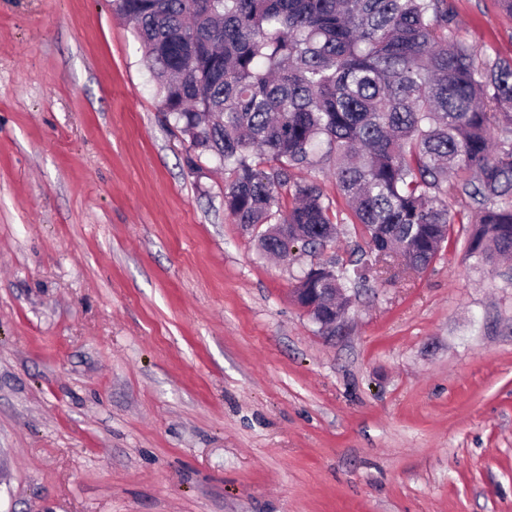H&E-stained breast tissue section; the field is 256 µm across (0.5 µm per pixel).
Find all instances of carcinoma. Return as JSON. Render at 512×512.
I'll use <instances>...</instances> for the list:
<instances>
[{"label":"carcinoma","mask_w":512,"mask_h":512,"mask_svg":"<svg viewBox=\"0 0 512 512\" xmlns=\"http://www.w3.org/2000/svg\"><path fill=\"white\" fill-rule=\"evenodd\" d=\"M132 26L163 111L232 175L224 207L265 227L259 248L325 246L360 227L369 261L309 268L348 289L394 279L397 249L422 273L448 242L445 195L468 199L465 250L512 257V57L457 33L450 0H112ZM330 165L334 203L304 169ZM291 199L283 209V198Z\"/></svg>","instance_id":"carcinoma-1"}]
</instances>
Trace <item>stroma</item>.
I'll return each mask as SVG.
<instances>
[{
  "label": "stroma",
  "instance_id": "1",
  "mask_svg": "<svg viewBox=\"0 0 512 512\" xmlns=\"http://www.w3.org/2000/svg\"><path fill=\"white\" fill-rule=\"evenodd\" d=\"M512 56L497 0H451ZM111 0H0V512H512V284L465 255L323 334Z\"/></svg>",
  "mask_w": 512,
  "mask_h": 512
}]
</instances>
